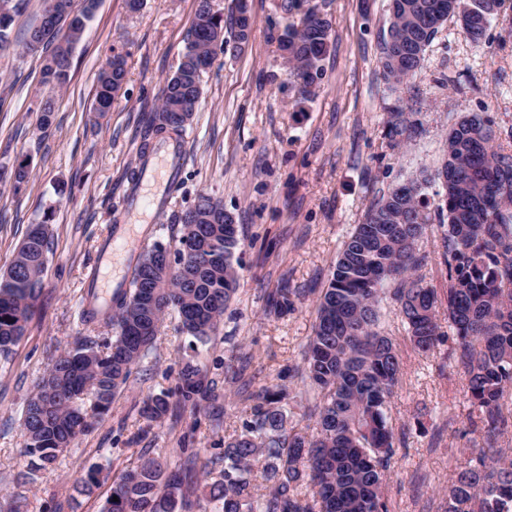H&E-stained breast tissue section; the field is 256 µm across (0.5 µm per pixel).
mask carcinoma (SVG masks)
<instances>
[{
  "label": "carcinoma",
  "instance_id": "1",
  "mask_svg": "<svg viewBox=\"0 0 512 512\" xmlns=\"http://www.w3.org/2000/svg\"><path fill=\"white\" fill-rule=\"evenodd\" d=\"M212 0H197L180 62L165 80L157 105L141 130V157L159 143L182 137L186 125L164 124L188 102L198 109L201 77L212 65V44L222 52L247 44L251 27L232 13L211 15ZM503 0H389L390 22L379 44L384 79L400 84L419 68L440 28L450 19L469 41L480 46ZM26 0H0V50L10 45V29ZM284 25L279 50L296 82V103L312 99L330 52V21L311 0H280ZM234 30V41L224 28ZM84 26L71 28L66 47L49 39L30 52H55L57 68L43 84L61 89L69 81L72 52ZM126 78L125 60L114 55L101 70L98 88L116 96ZM414 108H395L385 136L394 146L418 130ZM488 115L465 116L450 128L444 159L421 174L381 191L365 220L347 236L327 288L315 300L313 336L302 364L288 368L306 401L303 415L316 433H290L282 403L295 388L263 386L252 401L240 433L213 457L206 479L193 480L195 455L180 449L186 461L177 468L141 457L113 479L102 512H184L190 497L201 512H389L384 494L386 472L396 455L389 404L401 375V358L379 330L380 305L397 303L410 342L428 352L443 336L437 307L445 306L453 359L462 367L469 401L472 440L456 459L455 475L445 491L444 512H512V454L499 440L512 427V149L498 143ZM446 181H441V178ZM179 235L156 241L138 253L129 287L98 303L87 291L79 312L86 336L47 368L51 392L35 387L22 419L23 445L44 469L68 450L76 435L106 415L120 389L150 354L163 320L174 312L179 329L208 343L223 321L239 285L234 266L240 238L226 229L224 205L208 195L176 215ZM439 225L446 269L443 293L425 283L419 271L432 258L419 241L428 226ZM51 232L45 221L29 226L6 272L0 275V356H8L25 335L47 271ZM214 382L193 361L181 368L175 394L185 407L197 408ZM169 411L166 396L144 401L151 421ZM262 464L264 488L251 484L253 466ZM101 470L89 469L75 490L90 493Z\"/></svg>",
  "mask_w": 512,
  "mask_h": 512
}]
</instances>
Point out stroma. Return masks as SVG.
<instances>
[{
	"label": "stroma",
	"mask_w": 512,
	"mask_h": 512,
	"mask_svg": "<svg viewBox=\"0 0 512 512\" xmlns=\"http://www.w3.org/2000/svg\"><path fill=\"white\" fill-rule=\"evenodd\" d=\"M279 0H248L253 20L248 46L218 54L202 77L201 106L182 140L185 157L174 184H162L165 204L131 228L132 252L150 243V230L171 227L198 195L222 200L239 225L235 253L240 286L217 336L191 349L177 318L161 325L156 347L116 397L111 411L81 434L55 466L34 471L23 452L22 411L33 386L57 356L86 336L78 319L98 254L112 227L128 221L124 196L142 165L145 112L158 102L175 71L195 14V0H100L72 53L70 80L60 92L42 83V56L27 52L41 0H28L0 52V168L29 166L27 183H0V272L14 258L30 224L49 219L48 271L27 333L0 359V496L22 497L25 512H100L112 476L140 457L179 465V445L204 471L224 442L240 432L246 403L225 382L228 367L246 364L254 387L281 381L299 364L313 334L314 301L347 233L362 223L377 191L437 165L445 135L460 117L485 112L499 130L512 128V0H506L475 47L448 20L416 74L388 84L378 63L389 25L388 0H320L332 24L333 45L316 96L293 109L294 86L277 52L283 27ZM126 59L123 89L107 113L93 111L97 78L115 53ZM54 101L48 128L39 125L45 98ZM416 102L419 130L391 147L383 132L390 106ZM287 292L279 310L273 297ZM381 326L402 359L401 383L390 415L399 451L387 473L390 512H443L442 490L455 460L471 444L466 382L445 339L428 352L411 344L397 306L385 302ZM207 372L214 392L198 408L171 403L150 421L143 400L173 393L188 359ZM102 469L90 495L76 479Z\"/></svg>",
	"instance_id": "35a3bbf8"
}]
</instances>
